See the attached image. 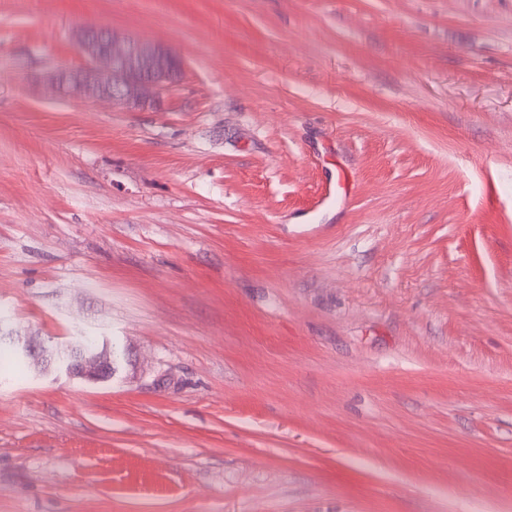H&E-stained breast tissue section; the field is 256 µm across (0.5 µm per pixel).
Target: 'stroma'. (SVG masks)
I'll use <instances>...</instances> for the list:
<instances>
[{"label":"stroma","mask_w":512,"mask_h":512,"mask_svg":"<svg viewBox=\"0 0 512 512\" xmlns=\"http://www.w3.org/2000/svg\"><path fill=\"white\" fill-rule=\"evenodd\" d=\"M0 332V512H512V0H0ZM78 47L92 66L57 78L76 98L98 94L129 107L155 105L159 90L174 82V72L179 75L182 71L181 58L171 48L120 37L105 28L82 29ZM158 55L165 60L164 66L158 65ZM22 353L37 362L56 363L73 378L86 381H99L109 378L112 369L110 346L104 350L85 349L81 340L64 346L47 348L43 344L24 343Z\"/></svg>","instance_id":"stroma-1"}]
</instances>
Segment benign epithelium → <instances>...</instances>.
<instances>
[{"mask_svg": "<svg viewBox=\"0 0 512 512\" xmlns=\"http://www.w3.org/2000/svg\"><path fill=\"white\" fill-rule=\"evenodd\" d=\"M78 47L92 66L58 75L59 83L76 98L98 94L129 107L154 105L159 90L174 82L172 74L182 71L181 58L171 48L120 37L105 28L81 30ZM21 351L38 362L56 363L69 376L86 381L106 379L112 369L108 345L88 350L76 341L50 349L27 342Z\"/></svg>", "mask_w": 512, "mask_h": 512, "instance_id": "obj_1", "label": "benign epithelium"}]
</instances>
